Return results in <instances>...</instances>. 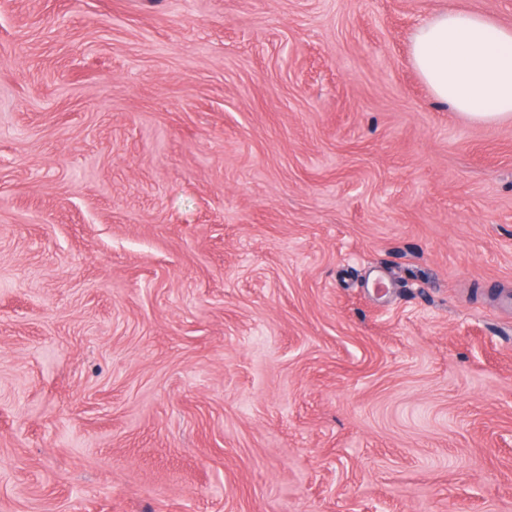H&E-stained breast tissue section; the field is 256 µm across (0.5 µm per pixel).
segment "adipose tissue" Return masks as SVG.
Returning <instances> with one entry per match:
<instances>
[{"mask_svg":"<svg viewBox=\"0 0 512 512\" xmlns=\"http://www.w3.org/2000/svg\"><path fill=\"white\" fill-rule=\"evenodd\" d=\"M411 59L460 115L483 123L512 117V28L478 13H441L416 27Z\"/></svg>","mask_w":512,"mask_h":512,"instance_id":"obj_1","label":"adipose tissue"}]
</instances>
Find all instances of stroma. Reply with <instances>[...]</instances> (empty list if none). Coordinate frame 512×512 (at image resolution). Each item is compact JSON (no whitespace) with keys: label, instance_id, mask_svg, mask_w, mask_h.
<instances>
[{"label":"stroma","instance_id":"obj_1","mask_svg":"<svg viewBox=\"0 0 512 512\" xmlns=\"http://www.w3.org/2000/svg\"><path fill=\"white\" fill-rule=\"evenodd\" d=\"M512 0H0V512H512V119L416 26Z\"/></svg>","mask_w":512,"mask_h":512}]
</instances>
